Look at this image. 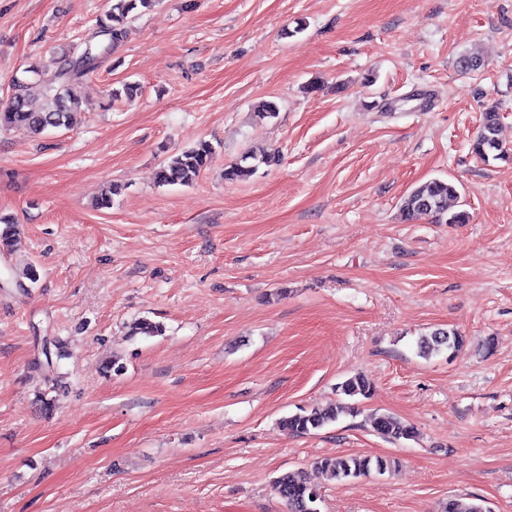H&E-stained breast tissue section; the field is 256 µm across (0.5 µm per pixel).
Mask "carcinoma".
<instances>
[{
  "mask_svg": "<svg viewBox=\"0 0 512 512\" xmlns=\"http://www.w3.org/2000/svg\"><path fill=\"white\" fill-rule=\"evenodd\" d=\"M110 7L104 17L97 20V28L90 39L65 54L59 61L54 73L46 78L39 70L30 72L38 76L45 98V107L35 112L29 107L30 83L25 79L13 80V93L8 104L0 108V130L22 128L34 134H41L50 128L67 127L72 123L74 107L79 103L81 78L92 72L98 61L110 54L111 50L126 36L130 14L135 10L152 9L160 0H109ZM500 114L491 107L483 112L480 130L472 144L473 152L481 159L490 157L507 161L512 153L504 148L497 137ZM215 154L213 145L205 140L199 141L190 149L171 156L157 171V182L163 186H190L208 167ZM279 155L265 154L258 157L244 154L225 172L231 181H245L258 169L259 164L277 163ZM456 195V187L445 180L434 179L413 189L402 203V215L405 220L413 221L421 215L429 216L436 222L462 224L467 215L457 213L444 218V204L448 198ZM21 225L15 219L0 216V251L8 252L20 241ZM132 335L160 336L163 326L149 319H140L130 327ZM465 345V336L456 329L437 328L419 337L417 354L424 359L448 353L453 358ZM372 384L360 375H354L336 384V394L359 403L372 395ZM360 414L359 408L342 403L326 409L300 408L298 412L283 417V430L291 435H309L336 422L340 414ZM370 426L377 435L392 442L400 443L416 438L415 428L390 413H380L370 419ZM396 461L387 456L337 455L324 458L319 467L331 480L346 483L360 477L376 473L383 475L391 471ZM274 488L284 501L287 512H317L318 489L311 485L305 473L300 470L286 471L278 475ZM441 512H486V507L475 501L462 498H450Z\"/></svg>",
  "mask_w": 512,
  "mask_h": 512,
  "instance_id": "1",
  "label": "carcinoma"
}]
</instances>
